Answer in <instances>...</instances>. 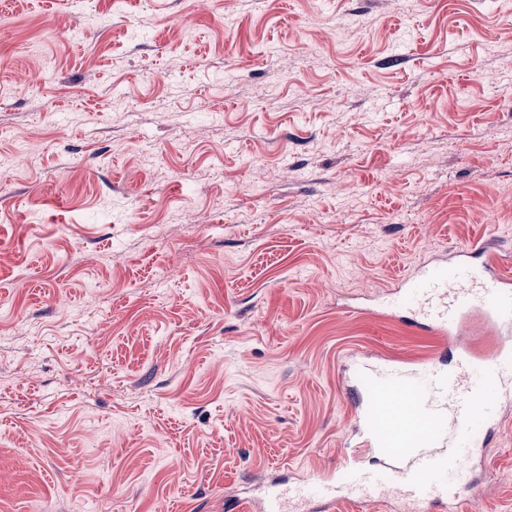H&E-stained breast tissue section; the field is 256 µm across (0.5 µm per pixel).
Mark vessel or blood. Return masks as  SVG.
Segmentation results:
<instances>
[{
  "mask_svg": "<svg viewBox=\"0 0 512 512\" xmlns=\"http://www.w3.org/2000/svg\"><path fill=\"white\" fill-rule=\"evenodd\" d=\"M486 249L479 240L460 249L454 262L423 266L405 277L398 297L408 325L448 343L454 365L397 361L365 371L355 391L361 442L346 449L339 478L270 484L256 512H333L342 495L364 501L387 495L410 512H460L473 486L469 468L478 433L496 411L504 358L512 354V280L490 265L475 272L469 263ZM474 312L496 335L493 353H476L467 340ZM363 448L378 462L377 470L360 467Z\"/></svg>",
  "mask_w": 512,
  "mask_h": 512,
  "instance_id": "obj_1",
  "label": "vessel or blood"
}]
</instances>
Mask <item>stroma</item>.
<instances>
[{
  "label": "stroma",
  "instance_id": "35a3bbf8",
  "mask_svg": "<svg viewBox=\"0 0 512 512\" xmlns=\"http://www.w3.org/2000/svg\"><path fill=\"white\" fill-rule=\"evenodd\" d=\"M494 236L489 0H0V512H236L336 471L388 286ZM466 512H512V402Z\"/></svg>",
  "mask_w": 512,
  "mask_h": 512
}]
</instances>
